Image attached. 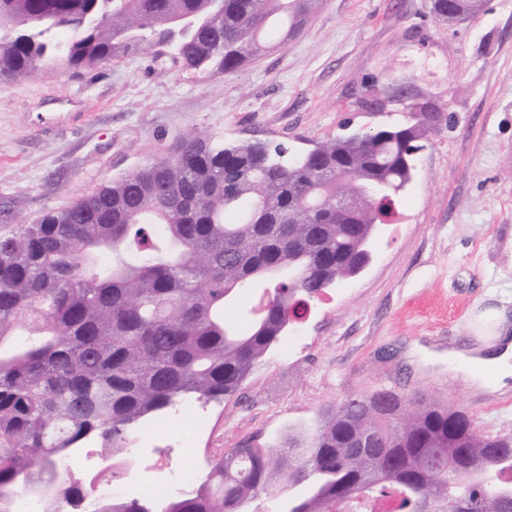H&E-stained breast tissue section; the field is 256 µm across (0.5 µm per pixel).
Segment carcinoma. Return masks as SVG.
Segmentation results:
<instances>
[{"instance_id": "carcinoma-1", "label": "carcinoma", "mask_w": 512, "mask_h": 512, "mask_svg": "<svg viewBox=\"0 0 512 512\" xmlns=\"http://www.w3.org/2000/svg\"><path fill=\"white\" fill-rule=\"evenodd\" d=\"M322 0H0V80L57 57L93 69L130 53L230 75L266 39L305 28ZM427 120L332 138L279 160L260 140L194 130L130 174L30 224L0 228V506L24 490L77 510L95 486L57 481L91 443L118 460L141 425L184 398L233 397L290 324L367 262L424 149ZM353 203L336 213V197ZM264 285L259 313L229 318ZM286 512H512V434L391 389L350 395L276 451L225 455L195 490L108 512H248L275 482Z\"/></svg>"}]
</instances>
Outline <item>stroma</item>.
I'll return each mask as SVG.
<instances>
[{
	"instance_id": "35a3bbf8",
	"label": "stroma",
	"mask_w": 512,
	"mask_h": 512,
	"mask_svg": "<svg viewBox=\"0 0 512 512\" xmlns=\"http://www.w3.org/2000/svg\"><path fill=\"white\" fill-rule=\"evenodd\" d=\"M440 108L372 260L315 299L230 399L197 421L201 472L242 446L272 448L346 396L390 388L464 409L512 433V390L448 376L477 318L512 322V0L444 23L430 0H324L306 28L224 76L132 53L94 69L41 63L0 81V201L28 224L125 175L193 129L307 150L345 128L404 122L401 104Z\"/></svg>"
}]
</instances>
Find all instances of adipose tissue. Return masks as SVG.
<instances>
[{
  "label": "adipose tissue",
  "instance_id": "obj_1",
  "mask_svg": "<svg viewBox=\"0 0 512 512\" xmlns=\"http://www.w3.org/2000/svg\"><path fill=\"white\" fill-rule=\"evenodd\" d=\"M494 320L491 330L477 334L473 347L449 350L448 373L465 384L504 393L512 388V331L504 312H496Z\"/></svg>",
  "mask_w": 512,
  "mask_h": 512
}]
</instances>
